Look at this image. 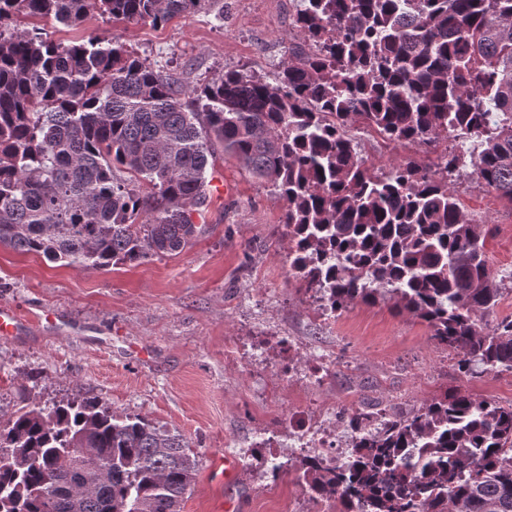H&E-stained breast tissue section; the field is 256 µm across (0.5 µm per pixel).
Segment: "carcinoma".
I'll list each match as a JSON object with an SVG mask.
<instances>
[{"instance_id": "1", "label": "carcinoma", "mask_w": 512, "mask_h": 512, "mask_svg": "<svg viewBox=\"0 0 512 512\" xmlns=\"http://www.w3.org/2000/svg\"><path fill=\"white\" fill-rule=\"evenodd\" d=\"M219 2L0 0V245L96 270L177 254L218 146L286 199L290 267L331 310L389 298L459 369L512 372V321L480 325L504 279L455 194L469 165L512 204V0H300L274 85L231 70L191 88L120 45L17 27ZM357 121L479 142L379 177ZM196 466L181 433L97 400L23 407L0 422V512H180ZM295 471L339 512H512V406L457 390L358 436L346 465Z\"/></svg>"}]
</instances>
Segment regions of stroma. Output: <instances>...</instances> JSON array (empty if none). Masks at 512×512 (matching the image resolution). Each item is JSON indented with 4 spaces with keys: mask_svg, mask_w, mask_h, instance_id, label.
<instances>
[{
    "mask_svg": "<svg viewBox=\"0 0 512 512\" xmlns=\"http://www.w3.org/2000/svg\"><path fill=\"white\" fill-rule=\"evenodd\" d=\"M298 4L224 0L223 19L203 9L158 27L98 16L77 28L49 18L21 24L65 43L112 41L192 85L228 70L271 83L298 38ZM349 133L378 175L407 160L436 164L445 148L392 142L360 123ZM206 177L208 206L193 218L200 232L179 254L96 271L0 246V305L64 320L0 338V421L23 406L95 399L184 435L198 465L182 512H290L304 484L288 472L268 477L258 458L243 456L256 433L271 428L277 455L292 457L285 414L321 403L341 413L388 403L410 412L455 389L512 405L511 373L461 374L455 353L392 301L357 303L323 320L289 266L286 201L220 150ZM456 194L482 226L489 266L512 275V204L474 176L458 181ZM284 336L299 339L300 359L330 355L334 365L321 383L276 370ZM257 339L262 366L228 357V349Z\"/></svg>",
    "mask_w": 512,
    "mask_h": 512,
    "instance_id": "stroma-1",
    "label": "stroma"
}]
</instances>
